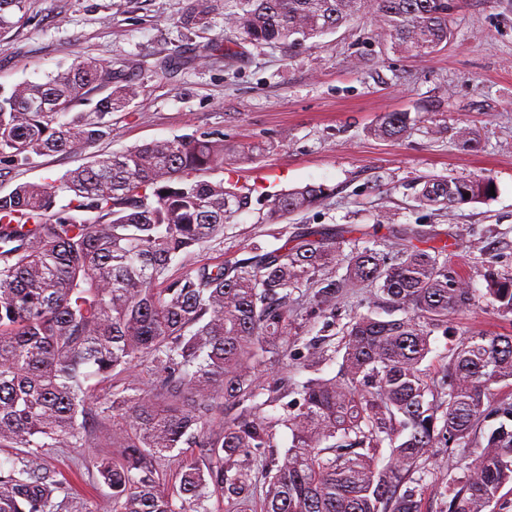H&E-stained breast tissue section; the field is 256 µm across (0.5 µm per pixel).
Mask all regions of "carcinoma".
Listing matches in <instances>:
<instances>
[{
	"mask_svg": "<svg viewBox=\"0 0 512 512\" xmlns=\"http://www.w3.org/2000/svg\"><path fill=\"white\" fill-rule=\"evenodd\" d=\"M457 4L224 0V58L238 40L292 50L368 14L392 49L428 56L448 43ZM24 8L0 0V35ZM212 11L213 0H188L183 24L206 27ZM102 90L93 112H73ZM138 95L120 69L93 58L1 91L0 167L84 152L111 134L105 116ZM409 125V113L385 112L374 132L399 139ZM252 154L222 132L176 137L0 196V448L13 450L0 460V512H80L43 456L85 448L90 427L107 425L108 451L94 461L95 481L111 490L106 512H211L215 491L224 512H420L410 475L439 445L472 457L448 484V512H493L512 483V401L493 400L496 386L512 385V334L467 331L440 377L421 369L432 330L476 303L473 289L448 278V241L409 224L376 249L356 245L350 226L320 225L170 273L249 210L252 189L203 176ZM490 187L486 178L432 179L416 200L451 213L482 202ZM61 193L69 201L58 209ZM327 197L322 184L269 195L266 218L279 222ZM363 286L403 316L348 314L333 377L296 383L282 369L261 380L288 359L299 308L330 331L340 299ZM484 298L512 314V275L490 277ZM306 347L309 368L334 358L321 334ZM278 404L284 414H269ZM489 420L497 426L481 441L477 429ZM280 426L291 433L282 455ZM166 465L178 478L171 490Z\"/></svg>",
	"mask_w": 512,
	"mask_h": 512,
	"instance_id": "1",
	"label": "carcinoma"
}]
</instances>
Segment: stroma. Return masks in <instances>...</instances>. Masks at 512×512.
<instances>
[{
    "label": "stroma",
    "mask_w": 512,
    "mask_h": 512,
    "mask_svg": "<svg viewBox=\"0 0 512 512\" xmlns=\"http://www.w3.org/2000/svg\"><path fill=\"white\" fill-rule=\"evenodd\" d=\"M188 0H26L18 24L0 35V89L45 81L74 58L121 67L140 88L125 110L109 114L110 136L81 154H51L0 171V195L25 182H44L90 162L153 140L223 133L257 146L259 156L231 165L240 184L264 195L308 183L330 189L318 207L269 224L265 209L225 224L222 239L206 243L191 263L241 256L274 245L278 234L304 226L353 224L364 245L391 241L394 227L425 224L448 242V273L484 294L487 270L512 274V0H462L451 17V38L427 58L394 53L374 20L354 19L336 32L290 50L242 43L228 64L211 50L224 29L216 11L207 30L184 26ZM174 69L163 70L168 58ZM385 112L409 113L397 140L372 129ZM469 126L476 139L458 138ZM486 177L493 196L446 214L419 207L415 197L431 178ZM469 329L512 332V315L486 303L449 317L434 329L422 367L439 376L448 350ZM104 443L55 448L47 457L76 487L86 512L109 491L92 483L94 457ZM422 512H448L443 489L463 469L450 451L432 449Z\"/></svg>",
    "instance_id": "1"
}]
</instances>
